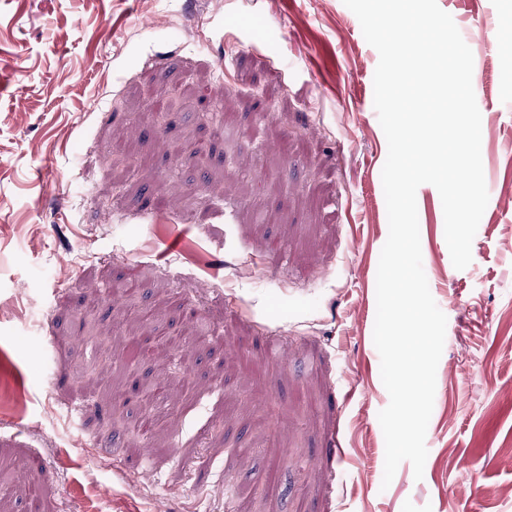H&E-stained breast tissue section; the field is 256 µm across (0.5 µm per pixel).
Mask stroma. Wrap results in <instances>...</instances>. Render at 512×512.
Segmentation results:
<instances>
[{"instance_id":"stroma-1","label":"stroma","mask_w":512,"mask_h":512,"mask_svg":"<svg viewBox=\"0 0 512 512\" xmlns=\"http://www.w3.org/2000/svg\"><path fill=\"white\" fill-rule=\"evenodd\" d=\"M438 5L473 51L489 201L459 270L437 189L417 190L446 338L424 475L405 461L386 486L388 145L356 15L0 0V396L26 400L0 413L6 512H512V46L497 38L512 0ZM171 94L165 132L152 115ZM120 141L135 161L116 167ZM215 142L224 160L202 172L169 151ZM126 275L136 295L113 301ZM164 332L141 379L185 380L150 404L129 396L118 341Z\"/></svg>"}]
</instances>
